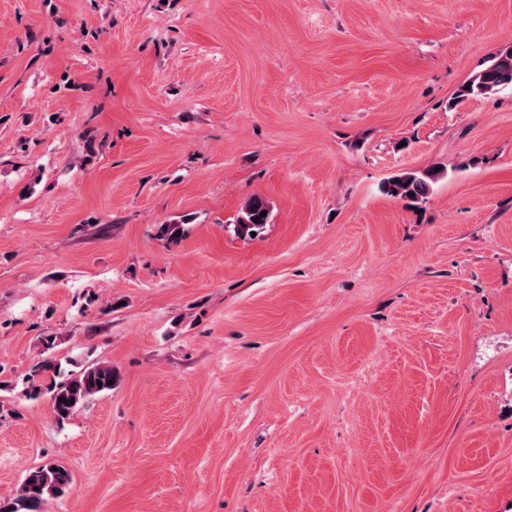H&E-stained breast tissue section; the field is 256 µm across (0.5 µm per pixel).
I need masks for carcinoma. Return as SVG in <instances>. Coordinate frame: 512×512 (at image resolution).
I'll list each match as a JSON object with an SVG mask.
<instances>
[{"label":"carcinoma","instance_id":"1","mask_svg":"<svg viewBox=\"0 0 512 512\" xmlns=\"http://www.w3.org/2000/svg\"><path fill=\"white\" fill-rule=\"evenodd\" d=\"M507 87H512V49H506L492 58L474 73L456 91L449 106L474 99ZM445 175V170L429 167L424 170L400 172L383 181L380 190L390 197L399 198L406 206L416 208L427 200L433 185ZM266 216H261V213ZM270 207L259 197L248 199L242 206L234 225L235 233L241 238H250L269 223ZM118 375L109 364L99 363L68 374L60 382H53L46 388L29 382L27 393L37 396L41 391L50 394L52 414L59 422L68 420L74 412L91 398L112 391ZM73 478L69 470L60 463L48 462L31 471L23 480L15 497L1 501L0 512H44L45 505L53 498L71 490Z\"/></svg>","mask_w":512,"mask_h":512}]
</instances>
